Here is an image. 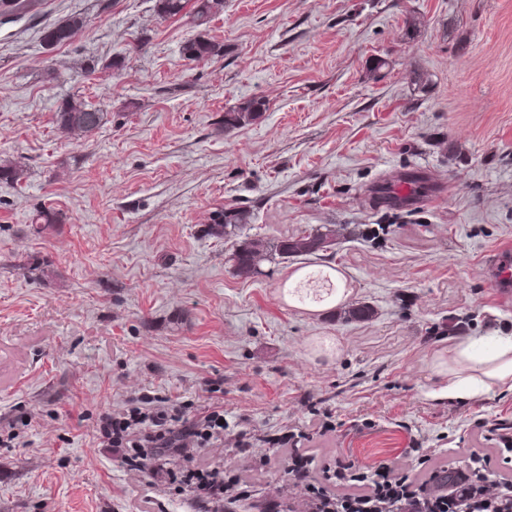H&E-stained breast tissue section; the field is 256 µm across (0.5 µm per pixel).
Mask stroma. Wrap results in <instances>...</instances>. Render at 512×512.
I'll return each mask as SVG.
<instances>
[{
  "mask_svg": "<svg viewBox=\"0 0 512 512\" xmlns=\"http://www.w3.org/2000/svg\"><path fill=\"white\" fill-rule=\"evenodd\" d=\"M201 34L222 52L198 63L182 47ZM72 95L106 114L81 138L53 121ZM253 97L262 117L225 130ZM5 161L24 176L0 184V512H193L92 431L144 392L201 410L213 378L229 424L214 459L270 457L250 475L261 499L287 466L265 436L317 408L336 425L319 459L403 473L410 438L441 465L493 450L479 421L512 434V391L441 395L458 343L512 336L484 272L512 242V0H224L203 26L154 0H33L0 23ZM415 168L439 196L373 205L376 182ZM44 205L66 222L38 235ZM221 207L250 237L336 228L338 292L299 303L296 259L238 276L231 241L203 232ZM42 260L52 276L30 270ZM82 18L74 16L66 24L48 29L44 39L48 46H57L67 42L73 33L82 27Z\"/></svg>",
  "mask_w": 512,
  "mask_h": 512,
  "instance_id": "obj_1",
  "label": "stroma"
}]
</instances>
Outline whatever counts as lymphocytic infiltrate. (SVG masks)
I'll list each match as a JSON object with an SVG mask.
<instances>
[{
    "label": "lymphocytic infiltrate",
    "mask_w": 512,
    "mask_h": 512,
    "mask_svg": "<svg viewBox=\"0 0 512 512\" xmlns=\"http://www.w3.org/2000/svg\"><path fill=\"white\" fill-rule=\"evenodd\" d=\"M223 418L220 402L190 415L171 399L138 395L123 411L101 414L95 438L126 470L178 484L200 512H512V476L489 477L488 457L479 449H469L450 482L431 468V455L415 438L407 451L417 456L418 477L386 463L364 469L336 458L320 465L308 444L330 431L327 423L287 437L288 481L303 489V510L285 497L255 506L242 475L193 463L196 454L223 442Z\"/></svg>",
    "instance_id": "f902f5d3"
}]
</instances>
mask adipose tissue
<instances>
[{
	"instance_id": "adipose-tissue-1",
	"label": "adipose tissue",
	"mask_w": 512,
	"mask_h": 512,
	"mask_svg": "<svg viewBox=\"0 0 512 512\" xmlns=\"http://www.w3.org/2000/svg\"><path fill=\"white\" fill-rule=\"evenodd\" d=\"M505 387L512 390V339H498L486 349L460 343L448 357V386L451 398L470 396L475 390Z\"/></svg>"
}]
</instances>
